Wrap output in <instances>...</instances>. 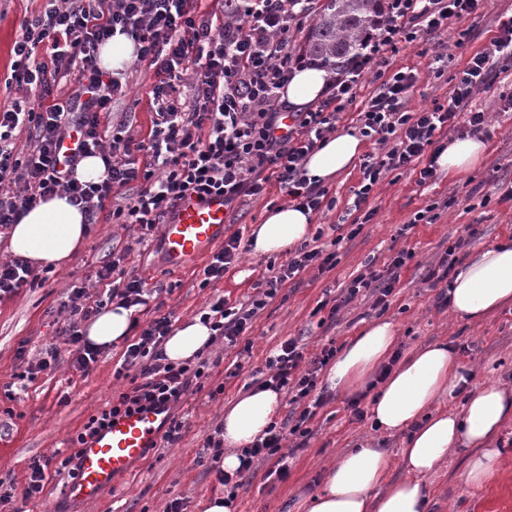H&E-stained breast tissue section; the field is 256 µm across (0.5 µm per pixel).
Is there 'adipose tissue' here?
Here are the masks:
<instances>
[{"label": "adipose tissue", "instance_id": "obj_1", "mask_svg": "<svg viewBox=\"0 0 512 512\" xmlns=\"http://www.w3.org/2000/svg\"><path fill=\"white\" fill-rule=\"evenodd\" d=\"M325 71L306 66L294 70L281 95L291 111L317 102L324 90ZM487 144L477 138L449 141L440 167L457 175L473 169L485 157ZM362 153V138L344 130L328 138L305 164L308 179L328 184L348 170ZM314 222L285 203L268 209L251 230L253 256L283 254L307 240ZM90 226L67 198L53 197L25 212L8 231L7 250L35 267L59 268L84 244ZM512 303V239L478 247L456 271L448 286V308L456 317L478 322ZM133 310L112 304L84 326L86 338L103 348L123 342ZM211 331L200 319L175 327L163 353L180 363L209 348ZM398 342L397 329L387 320L365 326L338 352L329 369L330 389L342 394L365 391L377 369ZM474 370L463 366L447 343L435 342L409 353L389 373L371 397V419L382 432L403 431L400 448L407 478L390 480L394 455L366 442L348 450L325 469L322 488L299 504V512H426L422 481L447 458L449 451H471L465 480L479 484L492 474L499 455L497 434L512 424V392L494 384H475ZM464 396L461 410L445 409L446 401ZM281 408L279 394L253 388L224 409V471L240 465L239 449L248 447Z\"/></svg>", "mask_w": 512, "mask_h": 512}]
</instances>
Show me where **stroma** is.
Wrapping results in <instances>:
<instances>
[{
  "instance_id": "1",
  "label": "stroma",
  "mask_w": 512,
  "mask_h": 512,
  "mask_svg": "<svg viewBox=\"0 0 512 512\" xmlns=\"http://www.w3.org/2000/svg\"><path fill=\"white\" fill-rule=\"evenodd\" d=\"M38 6V0H0L2 104L10 96L5 80L12 72L11 49L19 35V20ZM510 14L512 0H486L480 15L451 22L447 29L413 43L400 44L398 53L389 57L390 67H409L418 73L410 109L444 99L452 86L451 76L464 67L470 54L495 36L497 18ZM459 40L464 43L460 49L455 46ZM443 47L448 50V61L438 74L434 57ZM125 78L129 93L113 103L111 117L126 121L141 140L151 127L149 92L156 77L147 63L137 61L126 68ZM511 98L512 62L506 60L500 63L491 89L472 101L473 108L488 114L489 150L484 160L460 175L441 174L432 184H418V173L411 169L387 175L367 202L373 218L354 239L337 241L335 226L353 203L359 167H352L329 184V196L336 205L316 215L313 228L321 233L319 246L334 247L335 267L323 273L315 268L304 271L268 302L249 332L248 352L240 354L215 343L209 355L220 358V365L205 380L203 390L188 394L173 410L185 424L181 439L170 447L151 449L93 502L72 500L62 481L50 478L40 499L26 504V512H168L175 500L181 501L183 512H200L202 500L225 491L210 468V458L204 455L206 436L222 422L225 406L253 382L254 371L263 368L270 351L289 338L297 339L309 353L330 342L340 347L362 323L381 317L397 325L402 350L441 340L468 345L462 362L475 367L476 383L512 388V304L481 324H467L438 307L435 291L424 280L428 268L438 263L464 225H478L484 244L512 237V198L504 196L512 186V113L504 110L505 100ZM287 200L274 182L264 198L244 197L233 202L228 212L230 232L248 237L268 208ZM436 201L441 207L433 223H413L417 211ZM403 248L412 249L415 256L403 268L386 311L373 309L372 298L360 296L338 313L335 322L321 323L314 313L320 301L340 296L353 277L371 267L382 268ZM125 250L130 253L128 266L144 277L149 289L158 290L165 310L174 311L180 322L194 317L220 295L233 302L247 301L254 296V287L262 281L267 265L266 259L241 252L223 280L203 288L199 273L205 259L179 270L167 269L160 233L145 238L138 225L101 219L92 225L85 246L64 268L48 273L42 285L21 288L16 296L0 301V479L14 483L16 490L24 488L31 458L65 448L67 440L92 414L106 408L129 385L128 379L114 374L123 353L119 347L102 352L87 377L72 372L63 360L54 370L39 373L27 389H19L16 383L17 374L25 371L28 362L56 342L63 322L58 309L68 289L85 287L103 293L104 285L94 280L95 271L113 254ZM236 361L243 363L242 373L228 376V367ZM219 384L224 387L223 395L210 399L209 388ZM313 430L307 447L291 457L286 479L268 481L259 472L246 480L237 491L238 512H297L298 502L321 488L325 466L346 449L371 436L394 454L402 446L401 436L376 435L371 419L352 420L342 395L320 409ZM496 446L499 455L494 474L481 484L465 482V455L449 454L447 461L423 480L427 512H512L511 425L498 434Z\"/></svg>"
}]
</instances>
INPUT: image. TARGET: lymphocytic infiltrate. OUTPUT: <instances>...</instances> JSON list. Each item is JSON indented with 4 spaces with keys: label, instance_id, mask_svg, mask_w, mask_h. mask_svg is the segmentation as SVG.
Returning <instances> with one entry per match:
<instances>
[{
    "label": "lymphocytic infiltrate",
    "instance_id": "obj_1",
    "mask_svg": "<svg viewBox=\"0 0 512 512\" xmlns=\"http://www.w3.org/2000/svg\"><path fill=\"white\" fill-rule=\"evenodd\" d=\"M483 3L386 0L384 17L357 63L330 78L315 106L292 113L279 92L304 62L293 35L311 18L314 0H239L238 16L232 21L199 13L195 0H43L37 14L21 21L11 74L19 88L38 89V98L22 96L0 109V229H9L40 201L64 196L89 223H96L99 213L105 212L113 222L135 224L148 233L186 195L218 193L231 203L244 196H263L272 180L298 208L322 212L328 191L307 181L304 163L352 110L361 136L380 146L360 165L353 207L361 215L347 233L355 238L373 217L364 211V204L388 173L415 167L419 183L437 181L446 138L483 132L488 116L473 110L471 102L490 89L500 60H512V15L499 19L495 37L456 72L444 102L409 110L416 73L388 69V55L398 44L478 15ZM118 32L134 40L138 61L152 66L157 78L150 100L152 127L144 141L137 140L125 124L111 127L105 122L113 102L127 93L121 77L98 64L100 45ZM41 45L47 53L43 61L34 57ZM189 69L195 77L184 92L179 83ZM71 74L77 84L66 103H59L54 91ZM369 75L377 86L367 99H359ZM21 133L27 136V153L22 157L15 151ZM73 134L79 140V156L62 160L60 146ZM92 155L101 158L106 176L98 183L79 182L78 160ZM136 180L140 188L127 193V186ZM413 257V251L403 249L383 270L358 274L346 285L343 297L334 300L329 317H336L363 292L372 297L374 307L387 310L402 270ZM126 260V255H118L96 272L97 282L110 284L106 299L93 298L83 287L70 290L60 304L67 323L57 343L46 347L20 378L31 382L38 373L55 369L63 352L71 370L88 376L101 350L86 342L80 323L111 301L149 318L126 346L119 366L123 372L136 370L138 379L89 417L70 439L62 460L49 455L33 458L23 490L0 487V512H19L16 498H40L47 471L75 481L81 446L113 418L161 407L168 412L163 441L172 444L180 439L184 424L171 411L208 378L210 362L205 358L195 363L164 361L162 346L172 333L174 315L153 313L152 291L128 270ZM335 265V253L297 247L285 261L268 263L263 286L248 303L217 297L203 310L202 320L210 324L215 339L235 347L285 283L308 268L323 271ZM335 356V346L309 355L290 338L266 357L261 385L288 395L292 409L271 424L263 438L241 449L236 474L218 472L219 483L239 489L260 463L266 464L268 475L287 477L284 448L289 443L306 447L311 438L318 411L329 401L319 375Z\"/></svg>",
    "mask_w": 512,
    "mask_h": 512
}]
</instances>
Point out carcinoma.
Segmentation results:
<instances>
[{
	"label": "carcinoma",
	"mask_w": 512,
	"mask_h": 512,
	"mask_svg": "<svg viewBox=\"0 0 512 512\" xmlns=\"http://www.w3.org/2000/svg\"><path fill=\"white\" fill-rule=\"evenodd\" d=\"M384 0H324L299 47L309 65L342 72L357 59Z\"/></svg>",
	"instance_id": "obj_1"
}]
</instances>
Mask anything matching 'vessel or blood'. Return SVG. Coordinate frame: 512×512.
I'll list each match as a JSON object with an SVG mask.
<instances>
[{
  "instance_id": "1",
  "label": "vessel or blood",
  "mask_w": 512,
  "mask_h": 512,
  "mask_svg": "<svg viewBox=\"0 0 512 512\" xmlns=\"http://www.w3.org/2000/svg\"><path fill=\"white\" fill-rule=\"evenodd\" d=\"M228 207L223 196L188 197L175 207L163 228V248L168 267L177 269L205 256L227 233ZM164 419L157 409L116 418L82 448L77 480L70 497L90 502L123 476L145 449L156 447Z\"/></svg>"
}]
</instances>
